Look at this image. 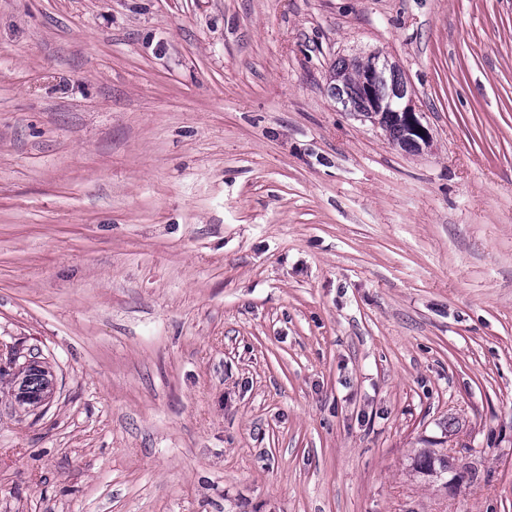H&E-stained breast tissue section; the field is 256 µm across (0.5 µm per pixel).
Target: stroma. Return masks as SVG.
Returning <instances> with one entry per match:
<instances>
[{"label":"stroma","instance_id":"1","mask_svg":"<svg viewBox=\"0 0 512 512\" xmlns=\"http://www.w3.org/2000/svg\"><path fill=\"white\" fill-rule=\"evenodd\" d=\"M0 344V512H512V0H0ZM356 64L358 66V79L354 85L357 89L356 94L351 92L346 95V88L353 86L350 72L355 69L353 63L341 61L332 69L336 71V84L331 87L332 94L346 95L338 98L343 107L374 125H379L381 115L385 112L381 127L388 133L393 144L411 152L408 141L396 123L394 112L399 124L405 128L414 144L415 151L420 153L430 148L432 135L429 128L422 122L423 114L416 109L411 89L402 77L393 75L397 65L391 63L388 58L381 57L379 53H371L365 59L357 60ZM347 74L348 79L344 83L342 79ZM419 128H422V133H419ZM26 362V360H25ZM25 362L18 364V370L9 372L0 370L1 377L5 374L11 376L12 384L18 385L17 391L22 386L44 392L46 396L52 397L54 391L53 375L47 366L40 365L38 361H32L25 366ZM22 365V367H20ZM435 454L431 452H421L414 458V469L416 472L426 476L441 477L443 474L448 473V458L447 456L436 457L439 460V471L434 467Z\"/></svg>","mask_w":512,"mask_h":512}]
</instances>
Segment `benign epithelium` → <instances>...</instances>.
<instances>
[{
    "mask_svg": "<svg viewBox=\"0 0 512 512\" xmlns=\"http://www.w3.org/2000/svg\"><path fill=\"white\" fill-rule=\"evenodd\" d=\"M356 64L358 79L354 88L357 93L339 97L343 107L374 125L379 123L382 113L393 112L416 152L430 148L432 135L422 122L423 113L416 109L411 89L403 78L393 75L397 65L379 53H371Z\"/></svg>",
    "mask_w": 512,
    "mask_h": 512,
    "instance_id": "7a95c632",
    "label": "benign epithelium"
}]
</instances>
